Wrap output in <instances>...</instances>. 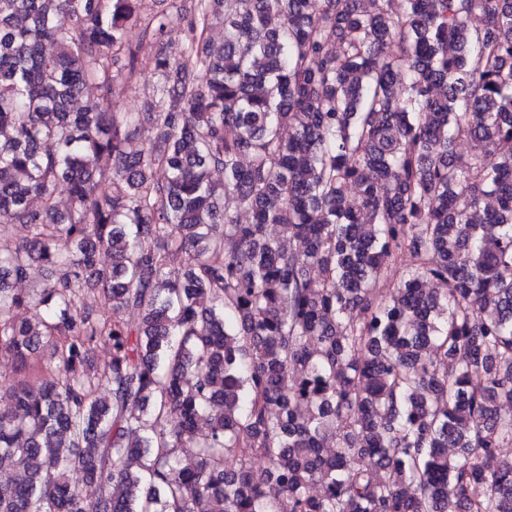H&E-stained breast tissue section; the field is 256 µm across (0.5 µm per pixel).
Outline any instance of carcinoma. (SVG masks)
<instances>
[{
    "label": "carcinoma",
    "instance_id": "cac0c4a2",
    "mask_svg": "<svg viewBox=\"0 0 512 512\" xmlns=\"http://www.w3.org/2000/svg\"><path fill=\"white\" fill-rule=\"evenodd\" d=\"M322 2L0 0V512H512V0ZM185 40L183 24L174 23L162 41H143L139 43L140 70L132 80L119 76L114 81V102L121 112H152L154 106L152 87L156 75L152 61L161 54H169L179 48Z\"/></svg>",
    "mask_w": 512,
    "mask_h": 512
}]
</instances>
